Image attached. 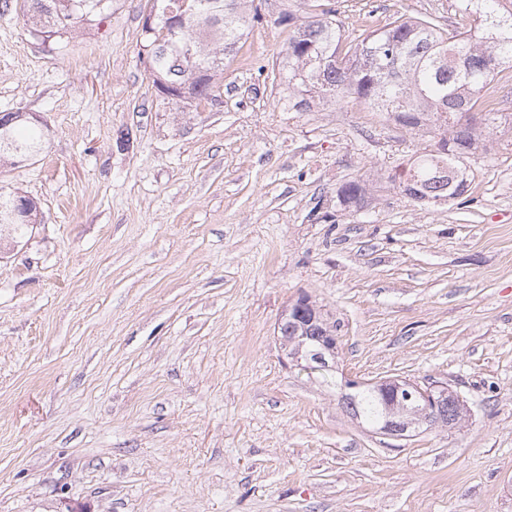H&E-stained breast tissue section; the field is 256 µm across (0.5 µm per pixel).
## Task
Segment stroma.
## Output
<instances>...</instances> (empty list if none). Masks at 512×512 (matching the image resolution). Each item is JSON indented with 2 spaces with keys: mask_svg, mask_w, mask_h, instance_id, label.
I'll return each instance as SVG.
<instances>
[{
  "mask_svg": "<svg viewBox=\"0 0 512 512\" xmlns=\"http://www.w3.org/2000/svg\"><path fill=\"white\" fill-rule=\"evenodd\" d=\"M284 1L330 4L349 40L456 21L452 0H254L210 98L178 104L149 71L152 0L59 41L23 0L0 11V112L45 134L0 165L39 208L22 238L0 226V512H512V149L487 133L463 195L412 201L390 177L428 131L289 106ZM304 295L333 370L277 334ZM386 377L448 384L467 413L383 436L343 397Z\"/></svg>",
  "mask_w": 512,
  "mask_h": 512,
  "instance_id": "1",
  "label": "stroma"
}]
</instances>
